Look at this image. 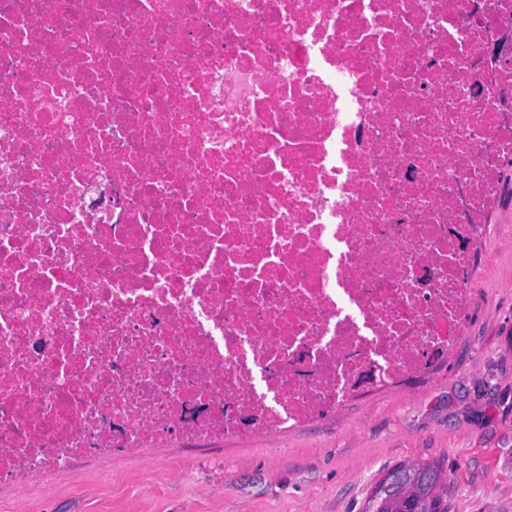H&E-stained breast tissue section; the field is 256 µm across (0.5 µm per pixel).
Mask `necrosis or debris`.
I'll use <instances>...</instances> for the list:
<instances>
[{
	"label": "necrosis or debris",
	"mask_w": 512,
	"mask_h": 512,
	"mask_svg": "<svg viewBox=\"0 0 512 512\" xmlns=\"http://www.w3.org/2000/svg\"><path fill=\"white\" fill-rule=\"evenodd\" d=\"M512 0H0V484L275 436L453 349Z\"/></svg>",
	"instance_id": "1"
}]
</instances>
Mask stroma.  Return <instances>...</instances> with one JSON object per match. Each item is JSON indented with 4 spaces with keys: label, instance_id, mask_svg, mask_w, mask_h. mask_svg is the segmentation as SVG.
Listing matches in <instances>:
<instances>
[{
    "label": "stroma",
    "instance_id": "obj_1",
    "mask_svg": "<svg viewBox=\"0 0 512 512\" xmlns=\"http://www.w3.org/2000/svg\"><path fill=\"white\" fill-rule=\"evenodd\" d=\"M453 351L268 438L170 435L0 485V512H363L393 467L436 462L446 512H512V167Z\"/></svg>",
    "mask_w": 512,
    "mask_h": 512
}]
</instances>
